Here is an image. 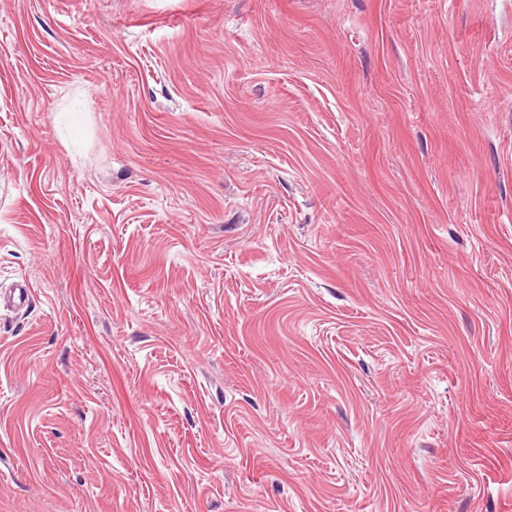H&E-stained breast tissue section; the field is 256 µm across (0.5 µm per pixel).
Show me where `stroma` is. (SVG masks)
<instances>
[{
    "mask_svg": "<svg viewBox=\"0 0 512 512\" xmlns=\"http://www.w3.org/2000/svg\"><path fill=\"white\" fill-rule=\"evenodd\" d=\"M0 512H512V0H0ZM31 296L32 290L30 286L25 282H21L4 293L1 291L0 304H4L16 311H23L28 308Z\"/></svg>",
    "mask_w": 512,
    "mask_h": 512,
    "instance_id": "1",
    "label": "stroma"
}]
</instances>
